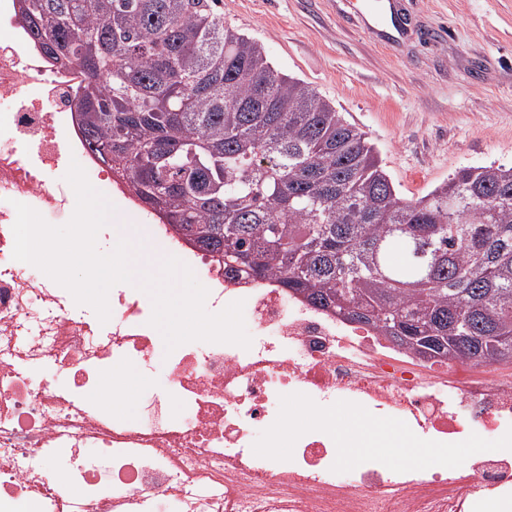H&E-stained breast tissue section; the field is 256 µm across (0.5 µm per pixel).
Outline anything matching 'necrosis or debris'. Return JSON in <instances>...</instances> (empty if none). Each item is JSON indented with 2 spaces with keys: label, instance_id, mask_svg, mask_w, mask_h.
<instances>
[{
  "label": "necrosis or debris",
  "instance_id": "4bbe7bcc",
  "mask_svg": "<svg viewBox=\"0 0 512 512\" xmlns=\"http://www.w3.org/2000/svg\"><path fill=\"white\" fill-rule=\"evenodd\" d=\"M0 0V512H486L512 504V364L429 359L373 329L310 305L277 282L225 274L222 262L113 180L86 143L73 100L82 76L52 66ZM136 215L148 238L206 282L216 313L244 301L252 344L190 342L158 366L146 293L113 288L111 317L14 260L15 203L64 224L70 161ZM134 361L161 384L141 420L108 416L85 394L110 366ZM65 376L58 384L57 376ZM296 402L308 420L294 424ZM390 420L445 448L481 430L494 452L428 470L336 453V407ZM287 437L289 456L276 447ZM69 455L70 498L53 486Z\"/></svg>",
  "mask_w": 512,
  "mask_h": 512
}]
</instances>
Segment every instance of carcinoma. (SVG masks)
Returning <instances> with one entry per match:
<instances>
[{
    "instance_id": "cac0c4a2",
    "label": "carcinoma",
    "mask_w": 512,
    "mask_h": 512,
    "mask_svg": "<svg viewBox=\"0 0 512 512\" xmlns=\"http://www.w3.org/2000/svg\"><path fill=\"white\" fill-rule=\"evenodd\" d=\"M218 0H19L82 75L89 147L224 262L433 358L512 361V166L464 167L403 199L366 134Z\"/></svg>"
}]
</instances>
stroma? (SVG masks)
I'll use <instances>...</instances> for the list:
<instances>
[{"instance_id":"35a3bbf8","label":"stroma","mask_w":512,"mask_h":512,"mask_svg":"<svg viewBox=\"0 0 512 512\" xmlns=\"http://www.w3.org/2000/svg\"><path fill=\"white\" fill-rule=\"evenodd\" d=\"M412 31L394 46L363 30L349 0H219L227 28L262 44L365 132L401 195L416 199L463 167L512 165V0H404ZM393 463H439L368 424Z\"/></svg>"}]
</instances>
